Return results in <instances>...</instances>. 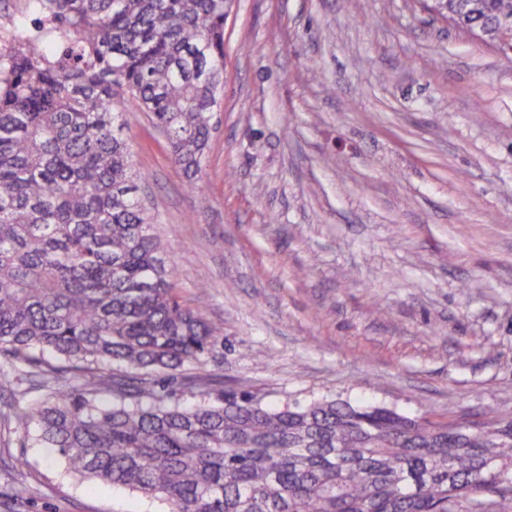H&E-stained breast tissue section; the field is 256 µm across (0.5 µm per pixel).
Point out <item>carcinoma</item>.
<instances>
[{
    "mask_svg": "<svg viewBox=\"0 0 512 512\" xmlns=\"http://www.w3.org/2000/svg\"><path fill=\"white\" fill-rule=\"evenodd\" d=\"M0 30V356L44 396L12 418L79 475L164 512H505L512 420L434 423L314 400L189 398L223 329L186 301L122 136L148 112L199 190L224 89V0H29ZM427 9L507 45L512 0ZM132 106L117 108L116 90ZM112 365L121 371L106 380ZM70 376L72 386L50 383Z\"/></svg>",
    "mask_w": 512,
    "mask_h": 512,
    "instance_id": "obj_1",
    "label": "carcinoma"
}]
</instances>
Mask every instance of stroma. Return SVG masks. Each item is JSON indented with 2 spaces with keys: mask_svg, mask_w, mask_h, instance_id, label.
Segmentation results:
<instances>
[{
  "mask_svg": "<svg viewBox=\"0 0 512 512\" xmlns=\"http://www.w3.org/2000/svg\"><path fill=\"white\" fill-rule=\"evenodd\" d=\"M215 119L199 192L124 134L224 393L512 420V57L417 0H233ZM35 398L0 372V512H147L14 431Z\"/></svg>",
  "mask_w": 512,
  "mask_h": 512,
  "instance_id": "stroma-1",
  "label": "stroma"
}]
</instances>
